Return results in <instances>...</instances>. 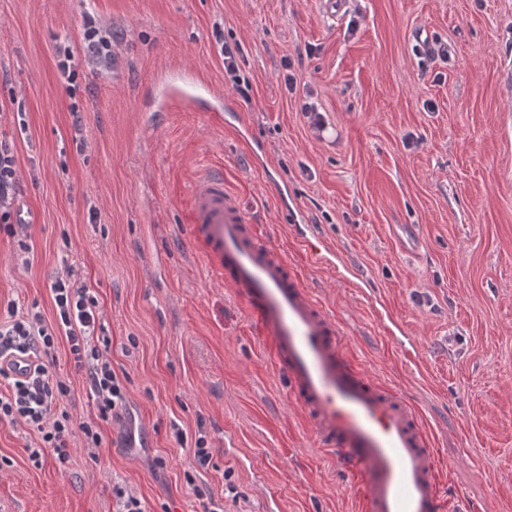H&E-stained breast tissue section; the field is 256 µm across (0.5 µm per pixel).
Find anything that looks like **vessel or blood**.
Masks as SVG:
<instances>
[{
    "mask_svg": "<svg viewBox=\"0 0 512 512\" xmlns=\"http://www.w3.org/2000/svg\"><path fill=\"white\" fill-rule=\"evenodd\" d=\"M186 221L214 278L246 300L314 446L354 478L359 512H469L443 491V463L417 406L347 355L335 316L268 243L223 172L195 181ZM300 243L311 260L328 263L331 251L316 233L304 232Z\"/></svg>",
    "mask_w": 512,
    "mask_h": 512,
    "instance_id": "vessel-or-blood-1",
    "label": "vessel or blood"
}]
</instances>
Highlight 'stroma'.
Segmentation results:
<instances>
[{
	"label": "stroma",
	"instance_id": "35a3bbf8",
	"mask_svg": "<svg viewBox=\"0 0 512 512\" xmlns=\"http://www.w3.org/2000/svg\"><path fill=\"white\" fill-rule=\"evenodd\" d=\"M340 3L0 0V140L14 145V208L34 246L24 265L0 236V304L52 315L51 279L73 266L102 306L133 418L104 425L100 448L74 439L63 466L49 453L34 464L36 433L0 422V512H116V486L146 512H203L208 496L266 512L272 494L277 512H357L185 222L211 169L291 261L295 212L332 244L335 265L304 269L314 295L367 371L418 405L449 494L512 512V0ZM89 15L112 33V66L78 53L64 74L57 51L79 45ZM225 41L241 48L250 100L224 78ZM439 44L447 58L426 54ZM185 67L212 88L209 108L158 111L159 79ZM341 264L375 299L337 279ZM377 301L416 338L417 364L384 335ZM56 362L68 411L89 419L66 345ZM201 434L212 461L190 485Z\"/></svg>",
	"mask_w": 512,
	"mask_h": 512
}]
</instances>
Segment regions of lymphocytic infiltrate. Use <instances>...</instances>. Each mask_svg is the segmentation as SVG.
Masks as SVG:
<instances>
[{"label":"lymphocytic infiltrate","instance_id":"obj_1","mask_svg":"<svg viewBox=\"0 0 512 512\" xmlns=\"http://www.w3.org/2000/svg\"><path fill=\"white\" fill-rule=\"evenodd\" d=\"M97 63L112 60L111 43L94 19H86L78 49H65L59 61L67 69L75 53ZM13 144L0 141V232L15 238L17 256L29 263L33 250L24 225L14 209L20 190ZM54 305L53 319H46L38 304L25 312L9 308L10 318L0 322V420L22 423L36 432L39 440L29 451L31 461H39L44 449H52L59 464L70 458V444L81 437L86 447H99L103 441L102 423H120L127 415L126 376L117 373L109 356L111 339L102 324V309L91 286L73 269L57 272L50 283ZM66 343L73 367L83 372L90 385L95 416L76 420L63 401L70 393L67 381L56 371V349ZM32 357L26 374L15 376L11 358Z\"/></svg>","mask_w":512,"mask_h":512}]
</instances>
